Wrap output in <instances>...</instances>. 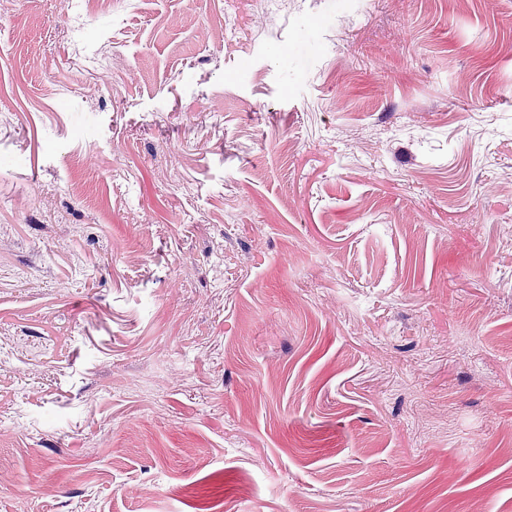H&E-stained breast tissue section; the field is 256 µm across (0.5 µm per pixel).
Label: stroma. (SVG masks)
Segmentation results:
<instances>
[{"instance_id": "obj_1", "label": "stroma", "mask_w": 512, "mask_h": 512, "mask_svg": "<svg viewBox=\"0 0 512 512\" xmlns=\"http://www.w3.org/2000/svg\"><path fill=\"white\" fill-rule=\"evenodd\" d=\"M79 10L0 0V512H512V0Z\"/></svg>"}]
</instances>
